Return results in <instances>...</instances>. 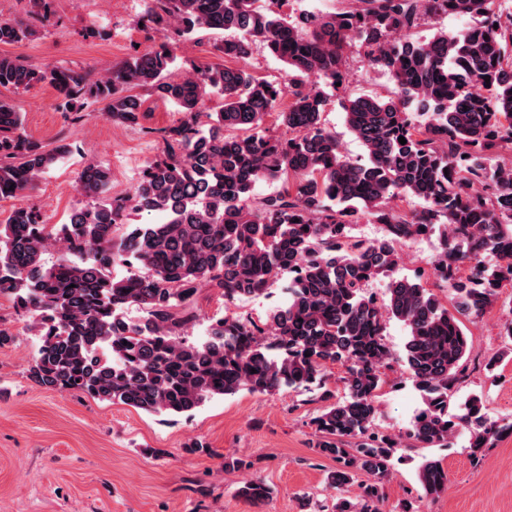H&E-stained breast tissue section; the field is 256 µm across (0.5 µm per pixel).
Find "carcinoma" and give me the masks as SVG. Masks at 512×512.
Here are the masks:
<instances>
[{
	"mask_svg": "<svg viewBox=\"0 0 512 512\" xmlns=\"http://www.w3.org/2000/svg\"><path fill=\"white\" fill-rule=\"evenodd\" d=\"M504 2L341 0L330 14H296L284 10L288 0H152L146 22L182 41L222 32L215 49L238 61L261 49L283 63V83L228 66L174 78L176 55L167 45L95 81L66 65L35 68L1 55L0 87L47 83L65 110L104 101L112 121L136 126L141 103L128 88L143 87L182 113L165 131L163 157L147 162L132 195L111 197L109 168L88 160L76 184L93 205L64 224L44 223L34 207L15 208L0 223V295L14 296L39 337L30 379L147 413L181 414L244 389L308 388L340 362L345 393L313 418V451L338 464L327 477L333 488L359 472L371 477L335 512H379L396 442L375 430V398L390 356L384 331L395 318L408 330L404 363L423 393L411 438L446 446L459 427L474 428L476 454L512 432V421L490 418L478 395L462 414L448 412V392L471 352L460 317L483 315L512 285V163L498 159L499 148L512 145V7ZM448 17L473 22L414 37ZM34 32L26 22L0 20L1 44ZM350 45L391 78L390 95H345ZM312 82L336 91L365 158L341 154L322 122L328 98ZM213 96L221 106L209 112ZM271 114L286 134L263 127ZM69 153L67 144L48 149L31 138L22 114L0 98V198L33 190ZM261 181L276 189L255 196ZM394 199L404 206H391ZM129 210L158 220L128 224ZM363 219L382 225L383 235L355 236ZM429 232L441 239L432 270L451 309L421 276L395 275L400 248ZM56 246L62 255L44 266ZM285 272L288 304L268 322L235 316L213 326L204 343L183 339L188 317L177 309L199 288H218L232 302L263 293ZM381 275L389 278L383 306L364 294ZM131 306L144 311L143 321L124 320L121 311ZM418 479L428 494L446 489L437 461L423 463ZM236 494L258 504L271 489L257 478Z\"/></svg>",
	"mask_w": 512,
	"mask_h": 512,
	"instance_id": "1",
	"label": "carcinoma"
}]
</instances>
